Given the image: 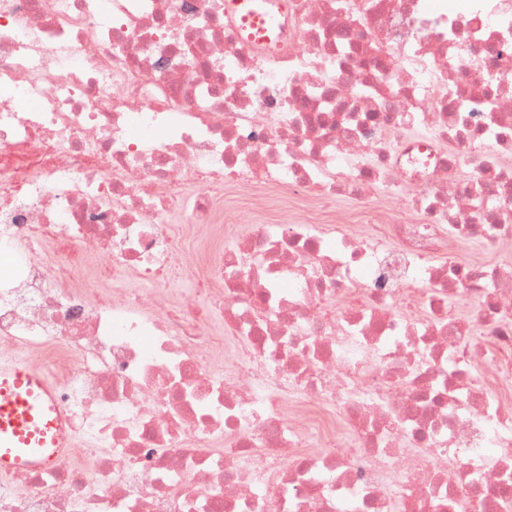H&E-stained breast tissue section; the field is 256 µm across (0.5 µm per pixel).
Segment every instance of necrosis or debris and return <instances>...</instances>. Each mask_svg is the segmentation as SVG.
I'll list each match as a JSON object with an SVG mask.
<instances>
[{
    "mask_svg": "<svg viewBox=\"0 0 512 512\" xmlns=\"http://www.w3.org/2000/svg\"><path fill=\"white\" fill-rule=\"evenodd\" d=\"M259 12L0 0V349L53 366L74 442L0 512H512V265L458 258L512 242V0ZM259 185L403 213L187 264L169 216ZM91 254L137 288L79 281ZM449 308L452 314L459 318L466 319L467 322L470 323L471 332L474 336L480 334V329L475 323L476 304L474 300L463 295L455 296L450 300Z\"/></svg>",
    "mask_w": 512,
    "mask_h": 512,
    "instance_id": "obj_1",
    "label": "necrosis or debris"
}]
</instances>
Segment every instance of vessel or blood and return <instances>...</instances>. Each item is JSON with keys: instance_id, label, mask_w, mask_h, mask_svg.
Segmentation results:
<instances>
[{"instance_id": "obj_1", "label": "vessel or blood", "mask_w": 512, "mask_h": 512, "mask_svg": "<svg viewBox=\"0 0 512 512\" xmlns=\"http://www.w3.org/2000/svg\"><path fill=\"white\" fill-rule=\"evenodd\" d=\"M54 384L25 359L0 357V475L59 461L70 441Z\"/></svg>"}]
</instances>
